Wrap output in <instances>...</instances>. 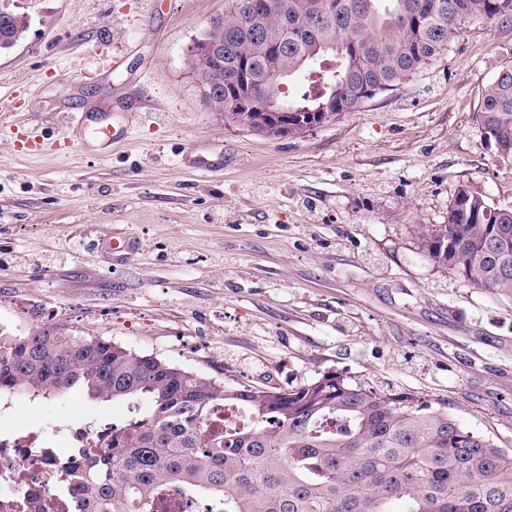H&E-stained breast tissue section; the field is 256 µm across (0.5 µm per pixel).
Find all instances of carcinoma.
<instances>
[{"label":"carcinoma","mask_w":512,"mask_h":512,"mask_svg":"<svg viewBox=\"0 0 512 512\" xmlns=\"http://www.w3.org/2000/svg\"><path fill=\"white\" fill-rule=\"evenodd\" d=\"M200 36L224 44V118L296 137L392 89L447 49L462 20L512 28V0H226ZM26 16L0 14V49L22 40ZM312 90H279L299 72ZM271 108L237 110L241 76ZM486 137L512 162V62L484 91ZM437 267L512 295V206L469 187L448 222L422 228ZM33 400L80 391L98 402L146 401L98 435L103 453L73 475L87 512H154L170 494L208 512H512V453L442 407L324 374L291 389L226 386L110 341L41 329L0 333V394ZM243 415L202 442L217 411Z\"/></svg>","instance_id":"cac0c4a2"}]
</instances>
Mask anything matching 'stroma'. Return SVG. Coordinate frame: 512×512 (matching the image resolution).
<instances>
[{
	"label": "stroma",
	"mask_w": 512,
	"mask_h": 512,
	"mask_svg": "<svg viewBox=\"0 0 512 512\" xmlns=\"http://www.w3.org/2000/svg\"><path fill=\"white\" fill-rule=\"evenodd\" d=\"M224 0H0L26 15L0 50L17 124L0 139V332L97 336L228 386L326 373L444 405L512 452V296L418 248L467 186L512 205V163L477 120L512 29L459 22L448 47L335 121L273 139L209 110L189 71ZM120 66H113L114 56ZM108 112L128 137L68 113ZM42 155L17 152L28 138ZM133 239L108 254L105 238ZM73 393L0 396V428L127 416ZM94 112H71L68 115L66 121V130L67 132L72 133L76 137L82 136L87 128V124L89 122L92 123H101L106 120V117L102 113H97L95 116L90 115Z\"/></svg>",
	"instance_id": "stroma-1"
}]
</instances>
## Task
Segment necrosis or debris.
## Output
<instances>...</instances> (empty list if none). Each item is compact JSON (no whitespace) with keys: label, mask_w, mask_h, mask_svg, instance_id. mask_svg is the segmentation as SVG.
Here are the masks:
<instances>
[{"label":"necrosis or debris","mask_w":512,"mask_h":512,"mask_svg":"<svg viewBox=\"0 0 512 512\" xmlns=\"http://www.w3.org/2000/svg\"><path fill=\"white\" fill-rule=\"evenodd\" d=\"M96 429L72 426L60 437L42 431L0 432V512H82L78 489H63L72 466L99 454Z\"/></svg>","instance_id":"necrosis-or-debris-1"}]
</instances>
